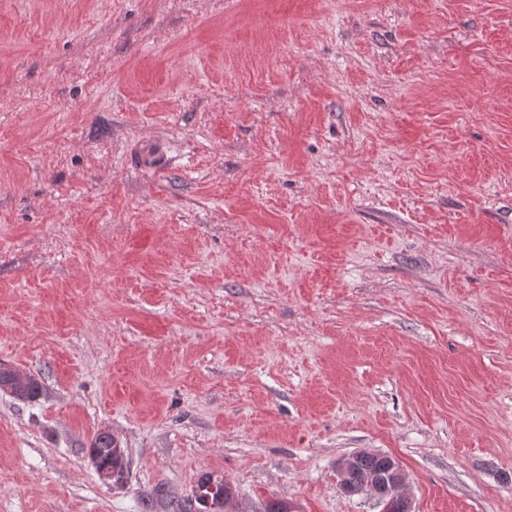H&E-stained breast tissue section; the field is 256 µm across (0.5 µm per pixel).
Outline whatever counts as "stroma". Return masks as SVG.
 <instances>
[{
  "instance_id": "1",
  "label": "stroma",
  "mask_w": 512,
  "mask_h": 512,
  "mask_svg": "<svg viewBox=\"0 0 512 512\" xmlns=\"http://www.w3.org/2000/svg\"><path fill=\"white\" fill-rule=\"evenodd\" d=\"M1 365L0 512H512V0H0ZM18 370L0 367V390L8 392L19 400L36 399L41 392L38 379L32 375L18 376ZM91 460H96L99 469L112 472L115 481H124L128 474V457L125 448L109 432H99L87 448ZM391 463V457L378 454H362L355 468L342 476L344 492L349 495L359 494L365 483L380 478ZM403 485H405V478L400 467L392 464L387 477L365 485L362 492L383 505L381 512L388 510L389 499L392 496L399 497L403 505L399 500H395L391 502L389 512H411V502L401 491ZM153 495L168 500L171 512H223L224 504L234 493L231 485L223 479L208 478L198 483L190 495L175 497L163 487H157Z\"/></svg>"
}]
</instances>
